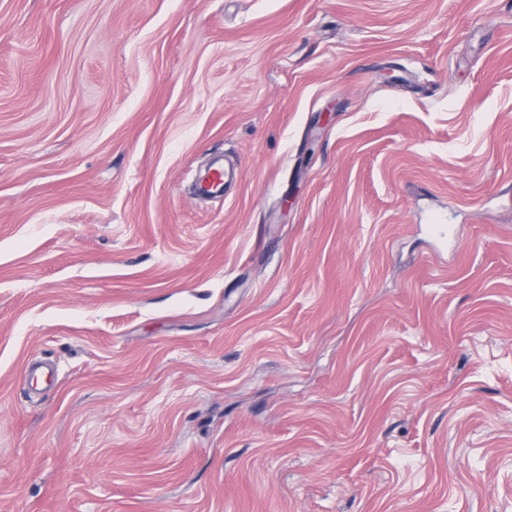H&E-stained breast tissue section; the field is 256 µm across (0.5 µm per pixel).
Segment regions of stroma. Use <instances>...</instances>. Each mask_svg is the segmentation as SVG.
Wrapping results in <instances>:
<instances>
[{
  "mask_svg": "<svg viewBox=\"0 0 512 512\" xmlns=\"http://www.w3.org/2000/svg\"><path fill=\"white\" fill-rule=\"evenodd\" d=\"M0 512H512V0H0Z\"/></svg>",
  "mask_w": 512,
  "mask_h": 512,
  "instance_id": "35a3bbf8",
  "label": "stroma"
}]
</instances>
